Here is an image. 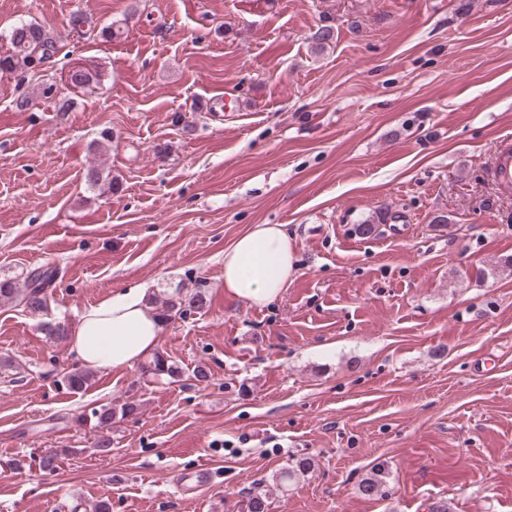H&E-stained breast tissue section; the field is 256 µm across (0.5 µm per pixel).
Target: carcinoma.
<instances>
[{"instance_id": "carcinoma-1", "label": "carcinoma", "mask_w": 512, "mask_h": 512, "mask_svg": "<svg viewBox=\"0 0 512 512\" xmlns=\"http://www.w3.org/2000/svg\"><path fill=\"white\" fill-rule=\"evenodd\" d=\"M334 38V29L328 25L319 27L311 36L312 43L319 50L330 46ZM57 51V42L46 27L36 22L22 23L11 31L10 49L5 54H0V71L33 74L42 69ZM57 274H59L57 267L45 265L32 269L21 288L10 281H1L0 301L17 300L33 314H46L49 312L50 296H52L49 288L55 282ZM208 307L207 296L198 291L187 301L176 294L166 297L159 303L156 310L158 316L166 322L177 314L181 316L187 313L189 309L199 312Z\"/></svg>"}]
</instances>
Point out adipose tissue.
I'll use <instances>...</instances> for the list:
<instances>
[{"instance_id": "1", "label": "adipose tissue", "mask_w": 512, "mask_h": 512, "mask_svg": "<svg viewBox=\"0 0 512 512\" xmlns=\"http://www.w3.org/2000/svg\"><path fill=\"white\" fill-rule=\"evenodd\" d=\"M297 270L284 225L255 224L224 250V287L256 306L274 302ZM147 286H131L83 311L69 330L71 348L99 371L133 366L156 350L164 323L148 301Z\"/></svg>"}]
</instances>
